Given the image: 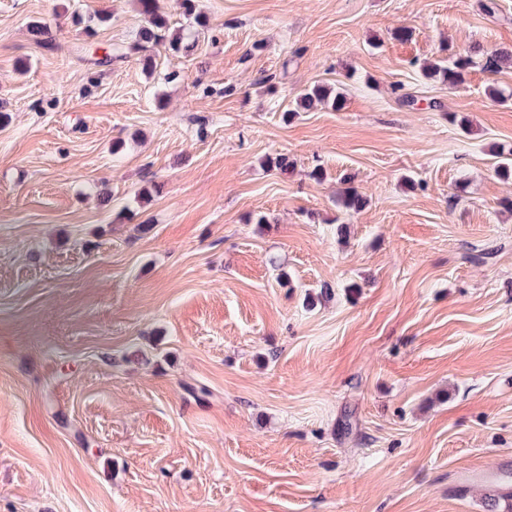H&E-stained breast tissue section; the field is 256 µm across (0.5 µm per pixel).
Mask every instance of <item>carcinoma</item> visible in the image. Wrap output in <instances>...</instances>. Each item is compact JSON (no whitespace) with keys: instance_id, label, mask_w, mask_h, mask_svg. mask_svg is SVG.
I'll return each mask as SVG.
<instances>
[{"instance_id":"cac0c4a2","label":"carcinoma","mask_w":512,"mask_h":512,"mask_svg":"<svg viewBox=\"0 0 512 512\" xmlns=\"http://www.w3.org/2000/svg\"><path fill=\"white\" fill-rule=\"evenodd\" d=\"M158 0H138L140 12L143 15L144 25L138 32V38L126 47L112 49L105 57L94 61L98 66L110 65L117 59L127 57L130 53H139L151 47L164 45L174 52L190 54L194 50V44H186L183 37L170 33L168 16L159 10ZM483 69L495 74L507 61H512V52H492L483 57ZM478 61L471 54H457L448 59L429 60L422 65L425 78L433 81H441L450 87H459L466 83L470 72L477 66ZM344 95L338 90L322 85L313 84L297 97L296 107L288 110V113L310 109L316 105H324L339 111L344 107ZM498 164L496 174L503 180L512 179V150L500 149L497 151ZM348 184L340 199L339 205L349 212L357 213L367 205V200L351 186V180L344 178Z\"/></svg>"}]
</instances>
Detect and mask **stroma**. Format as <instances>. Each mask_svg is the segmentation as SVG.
<instances>
[{"label": "stroma", "instance_id": "35a3bbf8", "mask_svg": "<svg viewBox=\"0 0 512 512\" xmlns=\"http://www.w3.org/2000/svg\"><path fill=\"white\" fill-rule=\"evenodd\" d=\"M483 2L197 0L202 28L164 0L197 48L148 73L86 55L135 40L136 0H0V512H488L486 481L512 491V104L485 93L512 66L421 72L512 50V0ZM315 83L343 109L284 120ZM479 64L472 54H456L447 59L429 60L422 65L425 78L441 81L451 87L466 83L470 72Z\"/></svg>", "mask_w": 512, "mask_h": 512}]
</instances>
